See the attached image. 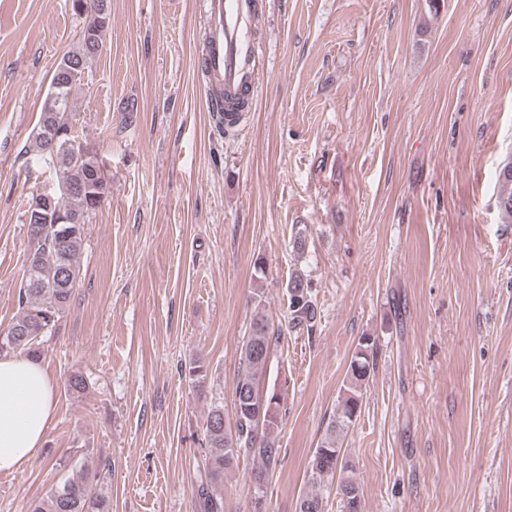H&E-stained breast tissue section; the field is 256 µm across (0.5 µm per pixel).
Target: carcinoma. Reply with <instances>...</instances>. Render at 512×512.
<instances>
[{"label": "carcinoma", "mask_w": 512, "mask_h": 512, "mask_svg": "<svg viewBox=\"0 0 512 512\" xmlns=\"http://www.w3.org/2000/svg\"><path fill=\"white\" fill-rule=\"evenodd\" d=\"M71 8L77 15L97 10L100 21L82 30L76 49L66 52L57 63L48 94L60 97L61 103L52 109L42 106L32 135V151L54 171L56 188L49 209L44 211V222L35 223L33 215L27 214L31 244L28 255L33 260L18 292L19 314L0 334V357L34 355L40 338L57 331L61 313L79 282L78 256L85 226L107 189L105 165L94 149L77 142L71 116L74 94L103 51L111 0H71ZM498 180L501 189L497 208L512 220V164L504 166ZM310 288L302 274L292 276L286 285L288 315L295 326L316 320ZM276 341L259 300L242 338L233 424L226 425L224 406L217 402L211 404L203 422L207 455L204 475L196 484L200 512H224V497L216 493V488L224 485V475L242 459L253 461L248 473L252 512H267V487L281 463L278 428L282 403L277 390L261 386L260 375ZM374 347L375 342L364 337L351 356L336 410L308 460L311 490L297 499L295 512H325L322 485L326 481L336 482L339 512H362V491L353 476V466L342 453L341 438L361 412L364 390L374 372ZM188 376L195 388L205 387L208 370L203 357L189 363ZM111 476L112 463L107 457L99 458L91 467L83 464L78 477L52 485L45 495L46 502L32 503L30 512H110L105 486Z\"/></svg>", "instance_id": "carcinoma-1"}]
</instances>
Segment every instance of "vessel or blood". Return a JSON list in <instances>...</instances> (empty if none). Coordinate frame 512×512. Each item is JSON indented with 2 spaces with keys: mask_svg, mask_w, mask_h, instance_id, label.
I'll list each match as a JSON object with an SVG mask.
<instances>
[{
  "mask_svg": "<svg viewBox=\"0 0 512 512\" xmlns=\"http://www.w3.org/2000/svg\"><path fill=\"white\" fill-rule=\"evenodd\" d=\"M265 18V0H207L203 67L220 81L225 95L249 106L258 100L261 60L256 40Z\"/></svg>",
  "mask_w": 512,
  "mask_h": 512,
  "instance_id": "obj_1",
  "label": "vessel or blood"
}]
</instances>
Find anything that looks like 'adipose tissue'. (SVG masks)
Here are the masks:
<instances>
[{
    "mask_svg": "<svg viewBox=\"0 0 512 512\" xmlns=\"http://www.w3.org/2000/svg\"><path fill=\"white\" fill-rule=\"evenodd\" d=\"M55 388L40 362L0 358V474L20 473L38 458L54 418Z\"/></svg>",
    "mask_w": 512,
    "mask_h": 512,
    "instance_id": "adipose-tissue-1",
    "label": "adipose tissue"
}]
</instances>
